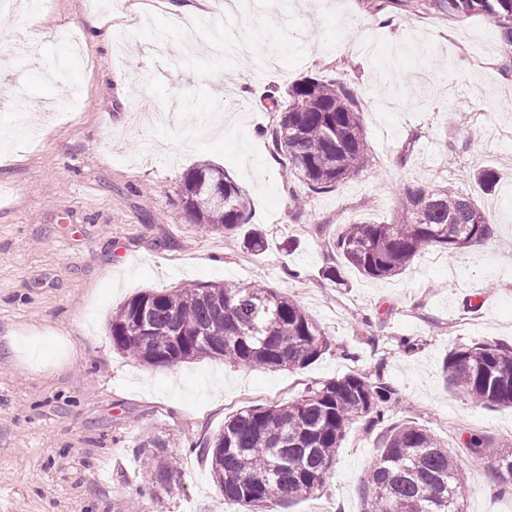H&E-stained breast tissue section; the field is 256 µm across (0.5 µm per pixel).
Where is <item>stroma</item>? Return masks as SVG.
<instances>
[{
	"instance_id": "obj_1",
	"label": "stroma",
	"mask_w": 512,
	"mask_h": 512,
	"mask_svg": "<svg viewBox=\"0 0 512 512\" xmlns=\"http://www.w3.org/2000/svg\"><path fill=\"white\" fill-rule=\"evenodd\" d=\"M317 2L260 14L242 0L228 15L214 0L211 27L252 50L224 58L200 41L189 62L165 15L198 0H50L39 15L0 17V140L23 112L41 131L27 148H0V512H245L225 501L203 444L243 407L292 401L354 372L394 389L385 423H355L323 485L279 512H366L360 488L382 436L411 422L456 459L461 512H512V494L497 492L467 445L477 434L511 449L512 407L471 400L443 372L450 350L512 346V53L483 18L397 0H344L322 15ZM97 22L121 46L92 40ZM283 24L287 51L258 71L254 49ZM20 40L36 54L14 50ZM484 56L493 67L475 66ZM313 75L354 91L369 148L363 169L321 193L289 187L269 135L272 98ZM62 84L89 104L55 121L47 107ZM200 163L245 191L265 254L183 210L182 177ZM483 169L497 175L492 188L475 179ZM448 184L486 212L487 241L438 265L418 256L390 279L349 266L344 285L324 279L343 265L330 243L345 225L392 222L406 190ZM223 281L297 301L323 329L325 353L271 371L207 357L152 366L113 346L109 321L135 294ZM154 441L178 461L167 491L142 471Z\"/></svg>"
}]
</instances>
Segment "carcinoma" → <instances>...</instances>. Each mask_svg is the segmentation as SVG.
<instances>
[{
    "mask_svg": "<svg viewBox=\"0 0 512 512\" xmlns=\"http://www.w3.org/2000/svg\"><path fill=\"white\" fill-rule=\"evenodd\" d=\"M454 19L474 15L500 28L512 50V0H421ZM288 106L272 130L275 151L288 173L313 192L328 190L358 171L368 147L354 93L334 80L306 77L289 87ZM180 199L197 223L231 234L244 230L243 247L259 255L268 242L258 228L244 229L247 200L224 170L200 165L182 179ZM490 221L473 199L449 186L409 190L397 223L347 225L332 247L345 264L366 276L399 274L430 248L451 252L488 239ZM112 343L131 357L173 366L201 357L261 369L293 370L316 361L328 346L315 320L273 288L244 283L189 285L134 295L110 322ZM443 370L471 398L487 406L512 407V347L477 344L452 350ZM394 390L378 379L353 373L324 381L300 399L247 406L224 421L204 443L214 481L224 500L243 507H276L310 494L323 483L351 425L383 418ZM501 479L512 480V451H487ZM143 465L152 485L166 490L177 463L156 452ZM464 475L435 435L419 426L388 428L380 454L361 488L369 512H459Z\"/></svg>",
    "mask_w": 512,
    "mask_h": 512,
    "instance_id": "obj_1",
    "label": "carcinoma"
}]
</instances>
